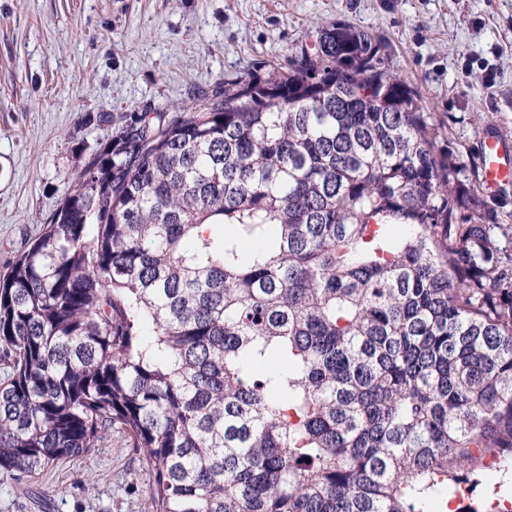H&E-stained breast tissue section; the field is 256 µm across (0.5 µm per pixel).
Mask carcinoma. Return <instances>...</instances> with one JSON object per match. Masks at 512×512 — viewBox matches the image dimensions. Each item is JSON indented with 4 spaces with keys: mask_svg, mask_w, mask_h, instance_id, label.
Here are the masks:
<instances>
[{
    "mask_svg": "<svg viewBox=\"0 0 512 512\" xmlns=\"http://www.w3.org/2000/svg\"><path fill=\"white\" fill-rule=\"evenodd\" d=\"M114 126L0 273V470L112 427L156 512H444L512 463V225L343 22Z\"/></svg>",
    "mask_w": 512,
    "mask_h": 512,
    "instance_id": "cac0c4a2",
    "label": "carcinoma"
}]
</instances>
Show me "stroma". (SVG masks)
I'll return each mask as SVG.
<instances>
[{
	"label": "stroma",
	"mask_w": 512,
	"mask_h": 512,
	"mask_svg": "<svg viewBox=\"0 0 512 512\" xmlns=\"http://www.w3.org/2000/svg\"><path fill=\"white\" fill-rule=\"evenodd\" d=\"M332 21L384 44L461 150L512 149V0H0V271L111 138L99 114L190 104ZM150 483L116 431L34 479L0 472V512H153Z\"/></svg>",
	"instance_id": "stroma-1"
}]
</instances>
